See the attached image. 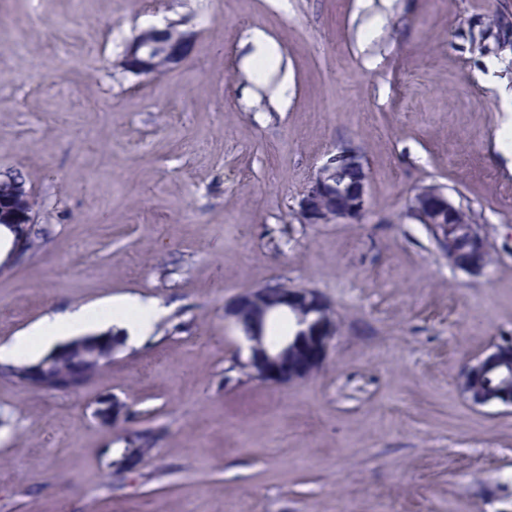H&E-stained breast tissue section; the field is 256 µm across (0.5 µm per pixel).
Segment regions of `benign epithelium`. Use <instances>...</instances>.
<instances>
[{
  "instance_id": "benign-epithelium-1",
  "label": "benign epithelium",
  "mask_w": 512,
  "mask_h": 512,
  "mask_svg": "<svg viewBox=\"0 0 512 512\" xmlns=\"http://www.w3.org/2000/svg\"><path fill=\"white\" fill-rule=\"evenodd\" d=\"M192 35L150 27L126 46L122 66L125 70L149 75L159 68L180 63L189 53ZM368 175L360 155L344 150L329 159L312 178L303 194L298 216L305 224H329L338 220L358 221L367 211ZM0 228L12 234L13 258L30 251L29 232L34 224L35 204L25 183L9 176L0 178ZM411 216L420 224L430 225L432 236L448 261L456 268L479 272L488 263L489 249L481 226L472 223L460 208L452 205L437 187H425L412 199ZM289 317L298 336H274L276 320ZM224 318L232 321L248 343L244 363L256 379L273 385H288L313 375L326 361L339 325L329 303L315 289L264 286L250 288L224 305ZM120 341H107L95 347L94 359L105 365L112 362ZM71 349L64 344L49 357L31 364L26 383L36 389L72 392L85 386L90 378L86 369L57 372L53 363ZM497 372L500 383H482L488 372ZM462 395L473 405L512 406V340L493 345L492 351L475 359L463 370L459 382ZM95 416L116 427L128 417L126 404L113 396L97 401Z\"/></svg>"
}]
</instances>
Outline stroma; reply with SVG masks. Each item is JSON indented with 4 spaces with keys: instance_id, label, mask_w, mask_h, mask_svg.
<instances>
[{
    "instance_id": "1",
    "label": "stroma",
    "mask_w": 512,
    "mask_h": 512,
    "mask_svg": "<svg viewBox=\"0 0 512 512\" xmlns=\"http://www.w3.org/2000/svg\"><path fill=\"white\" fill-rule=\"evenodd\" d=\"M191 33L135 75L151 26ZM276 73L245 63L254 31ZM512 0H0V173L35 200L37 247L0 272V344L121 296L166 313L75 392L0 377V512H512V407L475 406L464 368L512 337ZM351 148L360 222L299 202ZM441 187L490 264L448 263L409 212ZM313 288L340 323L322 368L251 378L224 306ZM129 409L119 427L100 397ZM155 430L137 471L119 438ZM171 25L164 29L150 27L133 38L126 46L122 66L125 70L149 75L159 68L180 63L189 53L192 35ZM96 418L102 422L112 423V427L123 424L128 417L126 404L113 396H106L97 401L94 412Z\"/></svg>"
}]
</instances>
